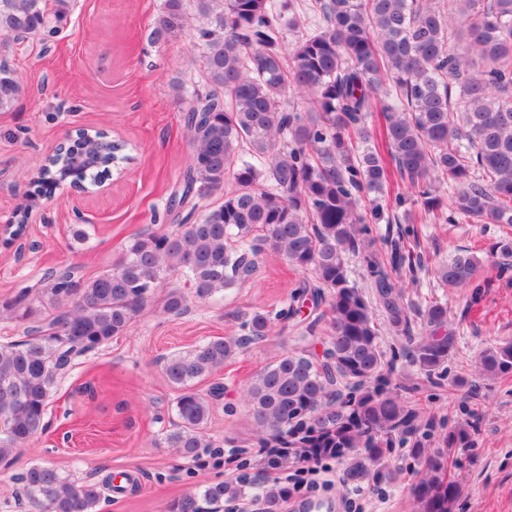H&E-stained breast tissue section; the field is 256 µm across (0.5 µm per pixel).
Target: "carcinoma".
<instances>
[{"instance_id":"obj_1","label":"carcinoma","mask_w":512,"mask_h":512,"mask_svg":"<svg viewBox=\"0 0 512 512\" xmlns=\"http://www.w3.org/2000/svg\"><path fill=\"white\" fill-rule=\"evenodd\" d=\"M69 6L0 0V111L23 93L10 57L31 38L57 37ZM296 29L294 42L285 43V32ZM189 30L207 91L175 86L186 105L191 156L169 208L195 196L215 201L198 215L192 206L172 232L134 236L119 261L94 278L72 267L49 274L38 298L54 313L26 327L23 338L0 342V459L44 430L61 371L126 333L168 276L179 275L206 298L239 286L271 251L311 277L295 283L285 308L232 315L242 335L204 340L164 359L162 371L179 390L177 422L164 443L199 458L210 447L204 429L224 386L203 393L196 385L275 327L286 330L310 300L329 307L323 357L305 345L287 349L244 390L261 447L329 452L347 461V481L363 483L381 472L393 437L408 435L409 454L424 460L411 488L413 512H455L461 487L445 476L448 450L469 447V433L452 428L441 450L428 452L417 414L382 387L387 362L374 312L380 307L388 329L408 337V365L431 377L454 349L448 304L430 303L425 333L411 336L402 271L414 272L413 252L397 239L379 257L370 225L384 217L396 188V203L410 193L419 205L410 224L448 222L449 197L454 213L476 224L512 226V0H305L301 14L293 0H164L152 38ZM290 90L309 106L285 109ZM374 113L383 121L371 127ZM127 149L94 132L49 159L41 184L50 191L58 174L106 169L113 152ZM350 254L362 256L372 277V301L351 279ZM478 272L477 258L461 250L437 277L457 287ZM31 295L21 288L0 300V317L27 319ZM163 310L182 315L187 300L171 290ZM511 373L512 340L476 360L483 380ZM21 480L36 512H99L100 486L79 484L51 463L30 466ZM242 495L231 481L210 484L199 496L173 500L167 512H200V496L219 502ZM286 497L287 486L263 483L258 512H280Z\"/></svg>"}]
</instances>
